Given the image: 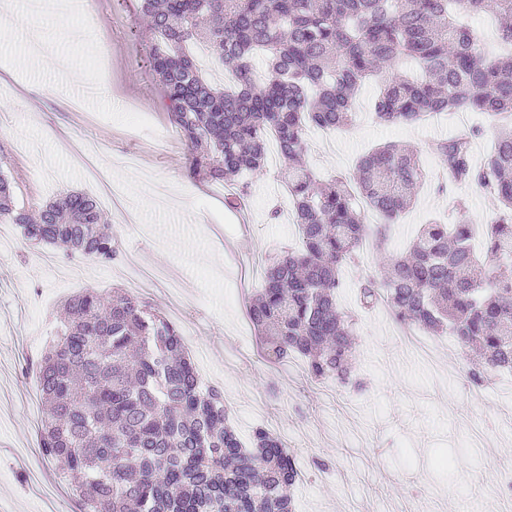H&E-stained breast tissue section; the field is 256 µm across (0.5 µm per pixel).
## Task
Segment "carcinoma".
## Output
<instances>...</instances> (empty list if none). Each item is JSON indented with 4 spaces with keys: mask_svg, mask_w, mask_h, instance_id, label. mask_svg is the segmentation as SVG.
Returning <instances> with one entry per match:
<instances>
[{
    "mask_svg": "<svg viewBox=\"0 0 512 512\" xmlns=\"http://www.w3.org/2000/svg\"><path fill=\"white\" fill-rule=\"evenodd\" d=\"M149 20L148 62L169 101L170 123L187 149L189 178L237 186L261 173L269 131L290 163L285 183L299 231L296 249L271 259L248 317L263 358L305 362L313 380H349L357 347L351 317L336 300L342 268L368 235L365 210L382 234L411 204L423 178L416 154L391 144L363 156L350 178L323 180L296 167L310 130L348 127L355 98L379 81L377 118L402 124L443 112H512V55L479 56L458 11L498 16L512 44V0H139ZM203 42L230 73L210 84L189 45ZM261 56L259 76L253 61ZM471 134L442 142L446 172L464 187L495 194L498 217L484 225L485 259L471 248L475 225L438 219L421 226L400 254L380 251L382 277H368L360 300H384L394 320L451 336L482 361L467 378L512 372V128L479 168ZM32 243L100 264L116 258L102 210L67 193L40 207L17 206L0 172V221ZM57 341L35 364L46 407L40 449L59 465L84 512H294L299 479L281 438L257 427L243 441L221 392L204 389L180 328L133 290L87 288L65 305Z\"/></svg>",
    "mask_w": 512,
    "mask_h": 512,
    "instance_id": "carcinoma-1",
    "label": "carcinoma"
}]
</instances>
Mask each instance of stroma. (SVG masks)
I'll use <instances>...</instances> for the list:
<instances>
[{"label":"stroma","mask_w":512,"mask_h":512,"mask_svg":"<svg viewBox=\"0 0 512 512\" xmlns=\"http://www.w3.org/2000/svg\"><path fill=\"white\" fill-rule=\"evenodd\" d=\"M136 3L95 0L92 28L61 17L43 21L45 32L69 37L41 58L0 36V170L14 183L17 205L34 211L59 193H93L118 246L116 260L98 264L27 242L18 225L0 222V512H44L34 481L59 478L57 466L37 451L45 414L32 366L50 348L66 299L86 288L108 293L125 286L130 258L145 268L142 295L153 307L167 313L174 296L184 299V344L202 385L233 402L229 417L241 435L268 428L311 474L295 493L296 512H349L354 503L378 512L407 497L416 507L430 502L429 512H500L495 499L477 494L497 465L512 463V411L500 404V376L489 375L476 406L454 349L441 348L446 370L434 374L398 344L388 311L363 309L357 300L359 278L379 271L375 261L345 268L338 294L364 353L348 384L331 389L261 359L246 300L262 283L250 274L255 259L297 238L282 183L286 165H267L253 177L238 211L225 207L224 186L187 177V150L148 66L150 35ZM102 76L110 94L72 111L83 88ZM375 95L374 83L362 86L348 129L310 133L306 163L324 178L347 176L375 147L416 150L423 184L389 232L392 251L436 214L451 224L490 222L497 199L446 177L437 145L475 128L471 159L483 165L499 121L452 112L437 123L387 125L373 112ZM116 182L125 188L117 202ZM275 204L283 212L272 223L267 212ZM481 418L490 425L487 450L469 445V429ZM59 482L57 512H78L71 485Z\"/></svg>","instance_id":"obj_1"}]
</instances>
